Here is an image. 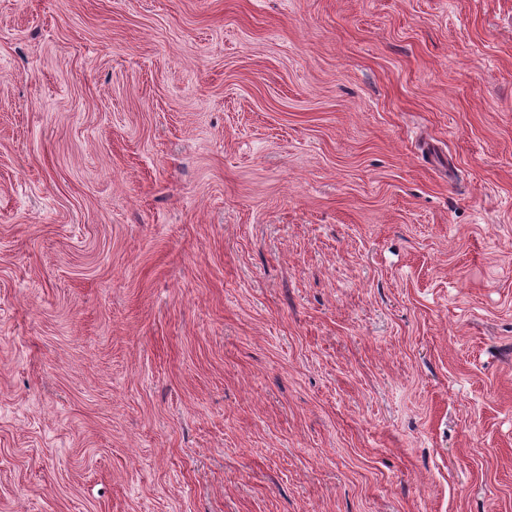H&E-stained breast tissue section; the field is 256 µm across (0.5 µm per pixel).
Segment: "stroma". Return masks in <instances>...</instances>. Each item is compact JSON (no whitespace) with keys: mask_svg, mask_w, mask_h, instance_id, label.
Segmentation results:
<instances>
[{"mask_svg":"<svg viewBox=\"0 0 512 512\" xmlns=\"http://www.w3.org/2000/svg\"><path fill=\"white\" fill-rule=\"evenodd\" d=\"M0 512H512V0H0Z\"/></svg>","mask_w":512,"mask_h":512,"instance_id":"obj_1","label":"stroma"}]
</instances>
